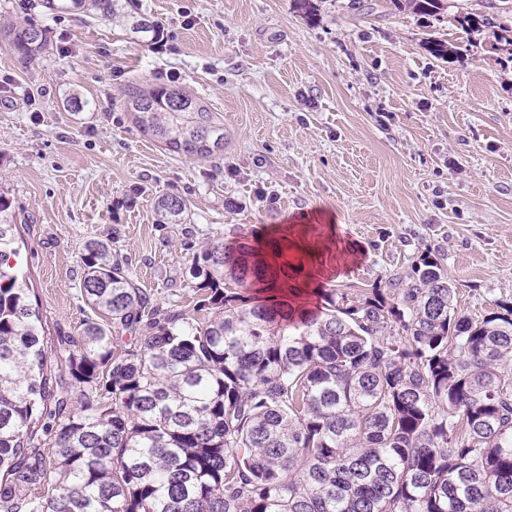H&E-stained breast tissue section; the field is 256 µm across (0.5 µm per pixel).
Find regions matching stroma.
Listing matches in <instances>:
<instances>
[{
    "instance_id": "obj_1",
    "label": "stroma",
    "mask_w": 512,
    "mask_h": 512,
    "mask_svg": "<svg viewBox=\"0 0 512 512\" xmlns=\"http://www.w3.org/2000/svg\"><path fill=\"white\" fill-rule=\"evenodd\" d=\"M495 0H445L436 16L365 0H140L164 39L0 0V27L34 23L49 48L23 68L0 39V196L48 342L75 334L80 252L108 244L152 304L192 308L189 269L210 243L287 229L335 265L298 275L355 295L441 251L461 314L512 301V45L457 18ZM447 44L437 58L428 40ZM173 83L224 125L208 159L174 154L132 121L126 92ZM86 105L68 106L72 95ZM187 202L163 224L156 201Z\"/></svg>"
}]
</instances>
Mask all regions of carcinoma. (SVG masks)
Instances as JSON below:
<instances>
[{
    "instance_id": "1",
    "label": "carcinoma",
    "mask_w": 512,
    "mask_h": 512,
    "mask_svg": "<svg viewBox=\"0 0 512 512\" xmlns=\"http://www.w3.org/2000/svg\"><path fill=\"white\" fill-rule=\"evenodd\" d=\"M135 2L46 0L156 40L163 25ZM441 2L390 6L435 16ZM458 22L512 33L490 14ZM4 37L24 67L48 46L35 24ZM128 97L167 150L224 148V124L185 90ZM186 208L157 202L165 224ZM8 211L0 196V512H512V302L459 314L443 253L363 297L321 288L305 312L280 296V241L241 233L196 256L186 311L150 305L91 239L80 293L109 320L50 349Z\"/></svg>"
}]
</instances>
